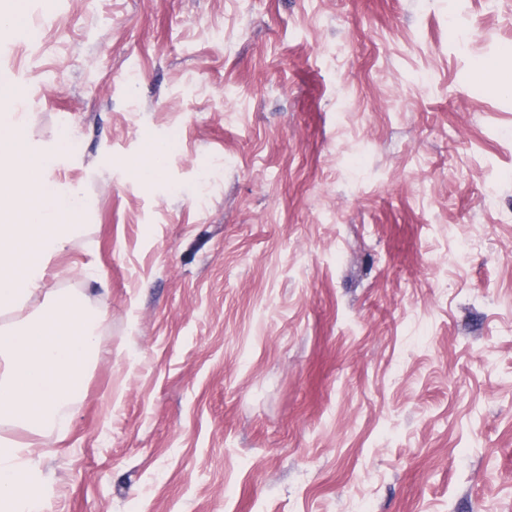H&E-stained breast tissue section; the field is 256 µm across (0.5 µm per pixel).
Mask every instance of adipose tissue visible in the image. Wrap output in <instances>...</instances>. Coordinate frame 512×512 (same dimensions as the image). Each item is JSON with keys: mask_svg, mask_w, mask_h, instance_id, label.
<instances>
[{"mask_svg": "<svg viewBox=\"0 0 512 512\" xmlns=\"http://www.w3.org/2000/svg\"><path fill=\"white\" fill-rule=\"evenodd\" d=\"M25 115L0 126V504L11 512H43L30 486L44 485L41 462L50 432L64 431L67 409L85 390L86 365L99 353L106 312L90 316L75 298L52 299L46 277L52 261L80 233L84 203L78 189L60 190L39 157L19 165L27 144ZM37 261L20 266L23 247ZM27 432V441L7 436ZM30 474L29 486L17 481Z\"/></svg>", "mask_w": 512, "mask_h": 512, "instance_id": "1", "label": "adipose tissue"}]
</instances>
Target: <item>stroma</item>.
Returning a JSON list of instances; mask_svg holds the SVG:
<instances>
[{
    "mask_svg": "<svg viewBox=\"0 0 512 512\" xmlns=\"http://www.w3.org/2000/svg\"><path fill=\"white\" fill-rule=\"evenodd\" d=\"M27 9L47 285L108 312L48 512H512V0Z\"/></svg>",
    "mask_w": 512,
    "mask_h": 512,
    "instance_id": "1",
    "label": "stroma"
}]
</instances>
